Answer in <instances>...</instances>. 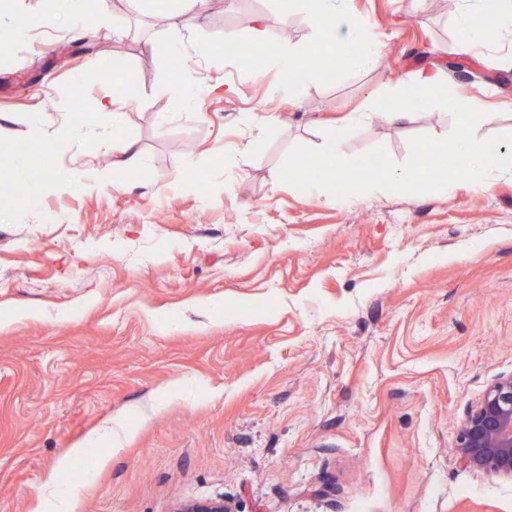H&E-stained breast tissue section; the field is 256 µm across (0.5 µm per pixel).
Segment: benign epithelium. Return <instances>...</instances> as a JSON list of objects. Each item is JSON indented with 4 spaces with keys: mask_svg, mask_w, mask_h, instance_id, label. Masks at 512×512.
I'll use <instances>...</instances> for the list:
<instances>
[{
    "mask_svg": "<svg viewBox=\"0 0 512 512\" xmlns=\"http://www.w3.org/2000/svg\"><path fill=\"white\" fill-rule=\"evenodd\" d=\"M457 458L488 475L512 477V373L496 379L460 423ZM174 512H234L222 499L184 501Z\"/></svg>",
    "mask_w": 512,
    "mask_h": 512,
    "instance_id": "obj_1",
    "label": "benign epithelium"
}]
</instances>
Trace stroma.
<instances>
[{"instance_id": "1", "label": "stroma", "mask_w": 512, "mask_h": 512, "mask_svg": "<svg viewBox=\"0 0 512 512\" xmlns=\"http://www.w3.org/2000/svg\"><path fill=\"white\" fill-rule=\"evenodd\" d=\"M349 7L379 55L331 52L330 77L295 89L279 59L318 38L277 0H210L188 24L164 0H108L100 31L0 46V127L22 152L40 117L55 160L29 206L0 157V512H512V477L456 459L461 421L512 373V173L346 198L278 179L367 104L346 157L401 163L411 137L452 128L438 108L378 122L419 73L497 112L478 138L512 134V50L462 51L460 0ZM255 15L258 72L224 42L254 43ZM77 97L123 104L144 160L123 185L105 139L59 138ZM174 512H234V510L223 499H207L180 502Z\"/></svg>"}]
</instances>
